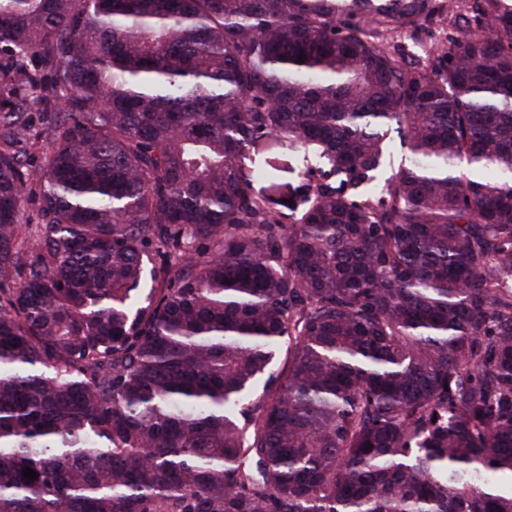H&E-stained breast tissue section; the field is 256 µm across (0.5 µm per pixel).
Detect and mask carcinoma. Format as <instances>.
I'll return each instance as SVG.
<instances>
[{"instance_id":"1","label":"carcinoma","mask_w":512,"mask_h":512,"mask_svg":"<svg viewBox=\"0 0 512 512\" xmlns=\"http://www.w3.org/2000/svg\"><path fill=\"white\" fill-rule=\"evenodd\" d=\"M18 86L0 512H512V0H0ZM306 157H309L308 160ZM312 163L311 156L293 140L282 136L267 137L259 141L247 152L242 161V171L245 177L251 179L253 191L267 200L268 206L276 214L290 213L289 203L283 199H294L295 191L304 185L305 172ZM275 166L276 179L274 183L256 179L255 172L260 168Z\"/></svg>"}]
</instances>
